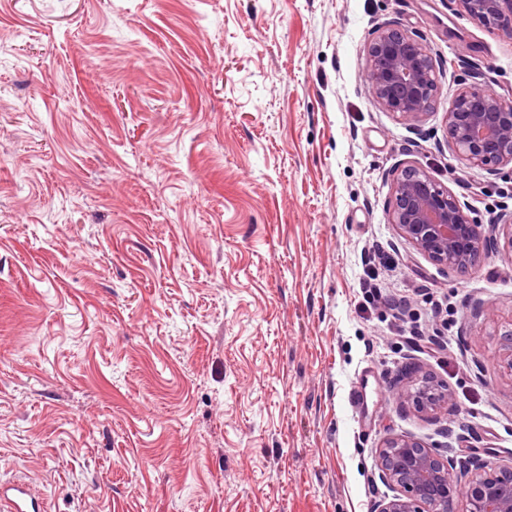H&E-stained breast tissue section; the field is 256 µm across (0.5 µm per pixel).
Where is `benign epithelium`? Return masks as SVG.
I'll use <instances>...</instances> for the list:
<instances>
[{"instance_id":"obj_1","label":"benign epithelium","mask_w":512,"mask_h":512,"mask_svg":"<svg viewBox=\"0 0 512 512\" xmlns=\"http://www.w3.org/2000/svg\"><path fill=\"white\" fill-rule=\"evenodd\" d=\"M455 14L486 27L512 31V0H449ZM366 80L377 102L411 126L435 105L436 65L424 40L395 26L378 31L367 47ZM445 121L453 151L468 165L497 176L512 166V101L484 93L466 82L449 100ZM390 223L398 234L435 264L455 273L498 249L496 229L482 228L470 204L438 186L424 170L406 167L393 183ZM401 403L421 412L451 404L452 395L423 374L396 389ZM380 480L394 495L374 503L372 512H453L457 501L466 512H512V467L481 458L457 472L453 464L423 443L389 437L376 450Z\"/></svg>"}]
</instances>
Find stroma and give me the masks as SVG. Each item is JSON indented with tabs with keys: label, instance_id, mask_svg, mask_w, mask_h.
<instances>
[{
	"label": "stroma",
	"instance_id": "stroma-1",
	"mask_svg": "<svg viewBox=\"0 0 512 512\" xmlns=\"http://www.w3.org/2000/svg\"><path fill=\"white\" fill-rule=\"evenodd\" d=\"M391 24L439 61L417 128L366 81ZM468 76L512 99V34L448 0H0V478L47 512H372L387 437L512 465V253L449 273L389 222L408 166L512 217L448 147ZM411 366L451 409L395 400Z\"/></svg>",
	"mask_w": 512,
	"mask_h": 512
}]
</instances>
